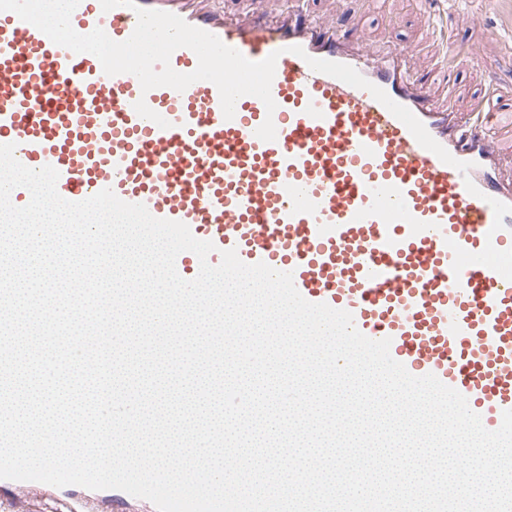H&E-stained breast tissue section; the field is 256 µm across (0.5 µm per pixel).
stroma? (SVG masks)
Listing matches in <instances>:
<instances>
[{
	"mask_svg": "<svg viewBox=\"0 0 512 512\" xmlns=\"http://www.w3.org/2000/svg\"><path fill=\"white\" fill-rule=\"evenodd\" d=\"M305 8L313 16L346 19L369 45L411 47L424 74L446 56L427 19L428 13H440L463 54L448 80L434 84V97L465 113L477 91L493 85L501 92L499 105L512 108V0H306ZM75 493L53 486L21 494L1 484L0 512H65Z\"/></svg>",
	"mask_w": 512,
	"mask_h": 512,
	"instance_id": "stroma-1",
	"label": "stroma"
}]
</instances>
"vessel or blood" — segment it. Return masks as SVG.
I'll use <instances>...</instances> for the list:
<instances>
[{"instance_id": "1", "label": "vessel or blood", "mask_w": 512, "mask_h": 512, "mask_svg": "<svg viewBox=\"0 0 512 512\" xmlns=\"http://www.w3.org/2000/svg\"><path fill=\"white\" fill-rule=\"evenodd\" d=\"M136 3L181 17L249 60L277 54L274 113L246 95L225 119L208 81L142 91L134 75H106L94 55L56 45L5 11L0 144H15L27 167L53 166L67 200L109 188L186 224L214 243L211 265L233 249L244 263L292 273L303 298L350 312L366 337L390 339L392 358L410 374L435 375L467 398L487 430L498 429L512 410V281L481 264L454 273L452 248H512V214L494 229L490 205H512V179L489 130L502 114L475 109L458 122L432 99L433 78L417 74L409 48L355 44L337 17L312 21L294 11L266 22L225 17L209 0ZM136 8L106 12L100 0H80L71 24L123 41ZM311 57L355 68L469 172L423 148L368 91L311 70ZM141 99L167 127L137 114ZM268 118L271 142L256 135Z\"/></svg>"}]
</instances>
